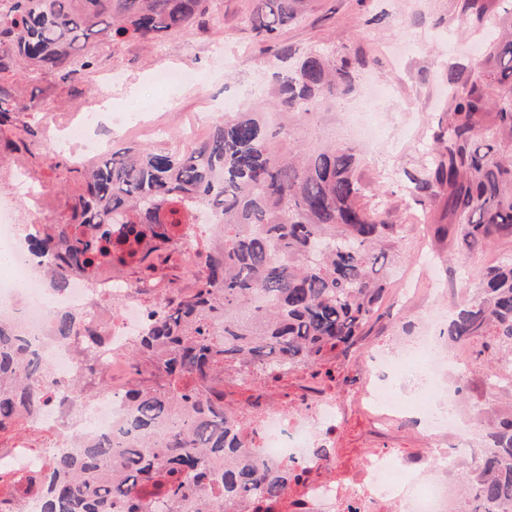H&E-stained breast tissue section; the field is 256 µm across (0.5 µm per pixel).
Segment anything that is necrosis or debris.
<instances>
[{
  "mask_svg": "<svg viewBox=\"0 0 512 512\" xmlns=\"http://www.w3.org/2000/svg\"><path fill=\"white\" fill-rule=\"evenodd\" d=\"M19 196H0V253L11 254L9 277H0V313L15 309L22 301L31 307L17 327L29 338L35 351L50 366L43 380L49 401L35 423L54 429L51 442L33 447L18 441L0 448V467L23 472L43 470L60 449H73L78 440L112 436L126 427L123 389L110 386L94 402L75 398L70 390L77 371V344L59 340L50 333L56 313L63 309L89 310L94 325L106 338L98 363L112 372L123 362V351L138 336L147 314L131 302V291L111 265L97 270V289L86 288L73 277L68 292L55 296L47 292L37 277V259L14 244L28 230L31 212L19 206V198L38 204L41 194L26 181H19ZM121 301L120 326H113L101 302ZM462 350L447 353L437 337L394 336L383 342L362 370L359 404L374 429L384 431L397 423L404 410L395 384L408 364H416L428 390L419 408V421L434 437L431 447L416 451L407 448L374 450L355 470L337 468L334 456L317 458L318 449L333 447L344 417L342 401L332 392H321L304 402V409L292 412L272 407L257 420L256 446L270 465H288L303 471L297 490L276 512H453L457 497L452 471L456 462L474 458L471 442L448 447V436L460 435L459 413L451 391L464 382L463 375H451L449 363L463 364Z\"/></svg>",
  "mask_w": 512,
  "mask_h": 512,
  "instance_id": "4bbe7bcc",
  "label": "necrosis or debris"
}]
</instances>
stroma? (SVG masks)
<instances>
[{"mask_svg": "<svg viewBox=\"0 0 512 512\" xmlns=\"http://www.w3.org/2000/svg\"><path fill=\"white\" fill-rule=\"evenodd\" d=\"M460 5L461 0H312L308 11L285 29L296 54L325 49L355 67L354 91L298 127L297 137L355 148L371 201H384L402 230L396 254L383 270L387 302L354 347L277 381L225 371L217 387L246 421L255 420L263 403L292 401L307 390L355 391L357 370L379 337L410 335L426 323L444 329L485 269L512 259L510 240L460 256L452 236L440 232L448 224L443 198L427 196L418 203L407 192L408 175H420L426 167L434 148L432 132L449 109V68H474L483 51L486 34L465 25ZM207 6L206 25L166 39L157 49L137 40L92 44L90 68L73 81L37 71L0 74V85L15 98L36 105L32 111L11 112L0 126V189L12 191L20 174L45 189L46 209L35 219L40 233H55L71 217L72 204L83 191L78 172L83 142L50 149L38 141L26 148L15 142L17 128L38 133L50 124L65 129L80 113L94 112L98 118L89 133L111 136V150L182 148L193 142L189 125L203 99H210L215 112L227 100L257 103L270 71L248 20L250 0H208ZM165 68L195 71L198 86L156 87L152 77ZM112 269L135 287L145 308L155 297L151 282L177 300L196 288L194 265L177 251L149 265L130 259L113 263ZM466 346L471 378L463 388L464 409L482 403L493 418L511 410L512 384L496 390L483 385L484 375L498 366L494 337L478 336ZM336 445L339 464L350 468L373 449L426 448L430 441L424 431L410 428L375 434L356 407L337 432Z\"/></svg>", "mask_w": 512, "mask_h": 512, "instance_id": "stroma-1", "label": "stroma"}]
</instances>
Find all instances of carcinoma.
Segmentation results:
<instances>
[{
	"label": "carcinoma",
	"mask_w": 512,
	"mask_h": 512,
	"mask_svg": "<svg viewBox=\"0 0 512 512\" xmlns=\"http://www.w3.org/2000/svg\"><path fill=\"white\" fill-rule=\"evenodd\" d=\"M0 12V73L32 63L74 78L92 38L156 43L185 35L207 0H8ZM309 0H253L249 15L261 52L270 55L273 110L231 112L207 139L186 149L114 152L85 171L86 188L70 222L28 237L49 262L50 286L123 261L142 244L176 248L186 215L204 211L214 240L190 259L193 295L157 299L132 352L147 355L168 383L124 393L127 427L111 441L83 440L46 469L15 479L38 499V512H155L149 499L229 509L248 498L273 512L299 475L268 465L240 414L211 386L229 367L249 365L266 378L283 366L316 365L352 346L384 299L381 270L401 227L366 199L352 148H308L295 126L328 110L353 87L350 62L320 50L295 57L283 29ZM478 29L495 31L476 72L451 71L446 126L413 192L447 193L457 248L475 253L512 239V0L490 13L485 0H463ZM11 101L0 86V119ZM487 332L512 361V260L486 269L474 296L448 323V342ZM56 336L81 338L93 351L102 337L80 310L59 313ZM46 363L27 337L0 318V432L30 420L47 399ZM479 471L465 475L468 512H512V416L488 427Z\"/></svg>",
	"instance_id": "1"
}]
</instances>
